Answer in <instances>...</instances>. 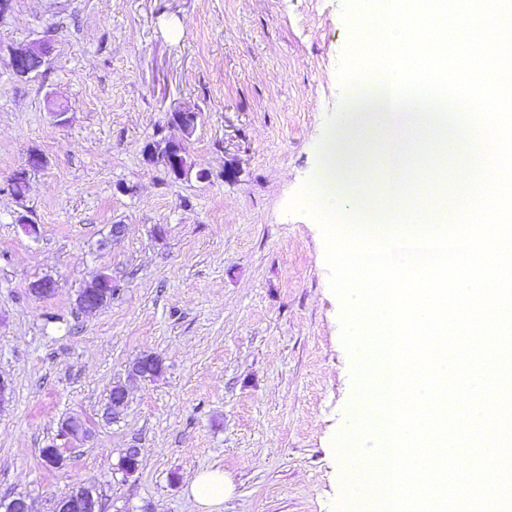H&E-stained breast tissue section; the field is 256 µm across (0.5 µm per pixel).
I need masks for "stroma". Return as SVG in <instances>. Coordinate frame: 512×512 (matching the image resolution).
Returning <instances> with one entry per match:
<instances>
[{"label":"stroma","mask_w":512,"mask_h":512,"mask_svg":"<svg viewBox=\"0 0 512 512\" xmlns=\"http://www.w3.org/2000/svg\"><path fill=\"white\" fill-rule=\"evenodd\" d=\"M344 4L12 0L0 19V505L21 496L53 512L89 486L103 512H199L189 484L218 468L234 486L220 512H332L354 358L315 192L346 111ZM35 42L50 46L44 63L16 76L12 52ZM184 107L199 115L188 137L169 121ZM170 140L187 145L185 179L145 158ZM33 153L45 163L15 195ZM102 273L117 292L80 310ZM41 279L51 294L31 293ZM148 353L162 375L128 379ZM71 417L89 436L61 437ZM53 444L69 450L63 466L41 455ZM128 448L140 451L131 476Z\"/></svg>","instance_id":"35a3bbf8"}]
</instances>
